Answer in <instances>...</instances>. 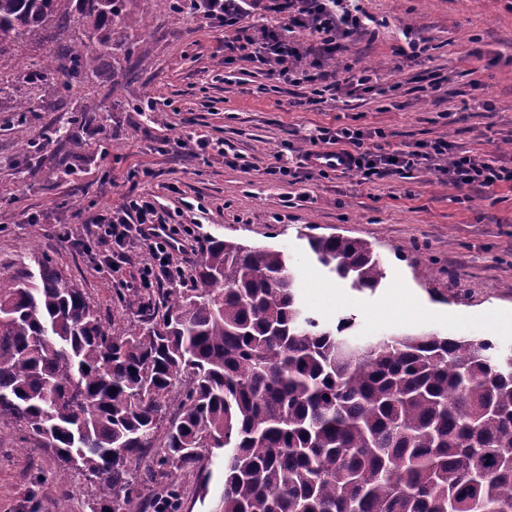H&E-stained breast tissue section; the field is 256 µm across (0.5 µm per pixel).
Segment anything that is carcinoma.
<instances>
[{
    "label": "carcinoma",
    "instance_id": "cac0c4a2",
    "mask_svg": "<svg viewBox=\"0 0 512 512\" xmlns=\"http://www.w3.org/2000/svg\"><path fill=\"white\" fill-rule=\"evenodd\" d=\"M125 0H0V57L86 19L32 70L77 78L90 53L120 64ZM109 36H97L102 28ZM317 262L358 289L385 278L366 240L309 235ZM0 272V421L97 480L84 512H160L142 486L224 460L221 512H512V351L436 333L347 344L307 314L288 255L209 237L192 288H159L144 327L112 329L51 259ZM152 466L133 468L144 456ZM166 512L180 486L167 483Z\"/></svg>",
    "mask_w": 512,
    "mask_h": 512
}]
</instances>
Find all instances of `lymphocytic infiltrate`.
Returning <instances> with one entry per match:
<instances>
[{
  "label": "lymphocytic infiltrate",
  "instance_id": "obj_1",
  "mask_svg": "<svg viewBox=\"0 0 512 512\" xmlns=\"http://www.w3.org/2000/svg\"><path fill=\"white\" fill-rule=\"evenodd\" d=\"M178 11H189L200 23L223 33L224 63H253L269 78L291 86H308L305 105L322 102L325 95L357 98L375 90L369 70L345 66V78L326 69L342 39L368 31L374 19L359 0H175ZM275 13L281 26H255L250 17ZM316 43L317 56L308 60L305 39ZM370 129L351 126L320 127L308 135L311 146L336 149L344 172H353L374 182L394 176L408 177L424 168L439 171L456 189L512 186V165L484 159L457 150L452 142L438 139L414 144L412 149L385 150L375 142ZM156 196L129 194L118 204L105 205L91 225V261L96 270L120 274L130 266L129 249L139 246L146 253L136 268L138 285L145 291L186 279L185 268L174 256L185 253L186 241L195 237L188 224L169 222Z\"/></svg>",
  "mask_w": 512,
  "mask_h": 512
}]
</instances>
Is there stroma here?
I'll list each match as a JSON object with an SVG mask.
<instances>
[{"label":"stroma","mask_w":512,"mask_h":512,"mask_svg":"<svg viewBox=\"0 0 512 512\" xmlns=\"http://www.w3.org/2000/svg\"><path fill=\"white\" fill-rule=\"evenodd\" d=\"M361 6L381 28L343 40L327 66L366 67L399 90L348 107L338 99L294 107L299 89L274 86L247 62L225 65L221 34L173 12L169 0H127L128 51L120 64L103 57L85 76L59 71L31 84L10 60L0 61V76L31 100L27 112L0 100V271L23 257L48 256L83 285L113 328H135L140 314L123 301L137 288L95 272L81 241L103 204L148 193L169 211L186 200L201 205L199 237L287 252L297 262L303 304L328 327L352 315L351 333L363 341L421 332L479 337L487 321L497 325L491 339L511 346L512 324L502 321H512V189L457 190L429 170L376 185L338 172L298 183L267 172L284 143L302 146L316 128L336 124L382 130L386 149L446 139L512 163V0ZM407 30L426 40L421 57L408 58ZM431 71L448 83L436 93L416 91ZM475 79L480 88L472 87ZM151 98L158 109L143 111ZM487 100L492 109L484 108ZM60 126L66 135H55ZM194 132L230 143L248 167L179 148ZM133 169L138 177L128 178ZM329 233L372 243L386 272L378 288H353L316 262L306 237ZM323 286L338 297H321ZM61 468L51 451L0 423V512H57L63 500L80 512L95 488L81 477L57 480ZM173 477L183 490L179 512H214L224 481L215 451Z\"/></svg>","instance_id":"obj_1"}]
</instances>
